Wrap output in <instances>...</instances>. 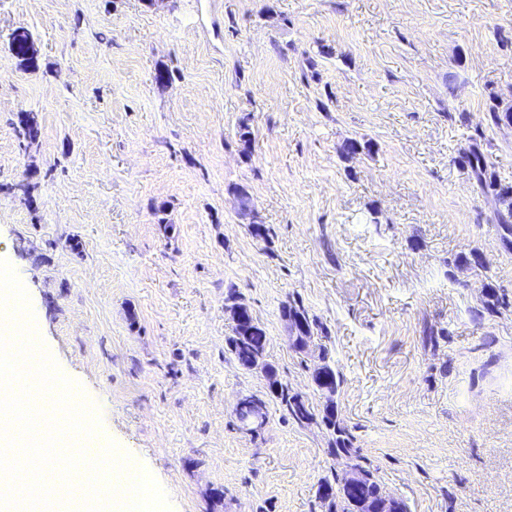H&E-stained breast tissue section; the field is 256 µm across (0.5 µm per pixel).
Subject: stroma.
Segmentation results:
<instances>
[{
  "label": "stroma",
  "instance_id": "35a3bbf8",
  "mask_svg": "<svg viewBox=\"0 0 512 512\" xmlns=\"http://www.w3.org/2000/svg\"><path fill=\"white\" fill-rule=\"evenodd\" d=\"M20 27L34 63L10 49ZM496 100L512 0H0V259L98 435L170 512H321L334 466L325 430L276 401L238 430L266 382L227 349L232 287L316 405L282 304L327 328L339 416L410 512H512V305L473 318L484 284L512 301V246L461 159L479 146L512 185ZM351 138L372 152L342 158ZM288 310L289 312L295 314L296 316L302 318L308 328V336H310V342L312 343V339L315 335V331L320 332L323 337H328V331L323 326L322 323L318 322V320L314 316H310L307 308L304 306L302 301L296 298H288L282 306V312ZM239 428L246 433H257L268 423L264 400L245 396L239 399L235 408Z\"/></svg>",
  "mask_w": 512,
  "mask_h": 512
}]
</instances>
